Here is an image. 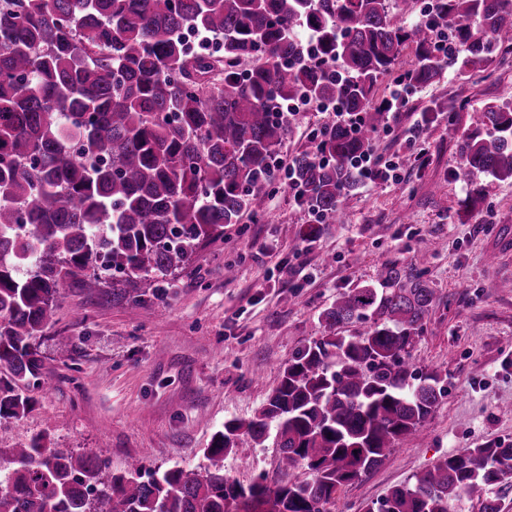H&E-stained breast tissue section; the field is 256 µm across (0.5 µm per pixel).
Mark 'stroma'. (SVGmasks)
<instances>
[{"instance_id": "35a3bbf8", "label": "stroma", "mask_w": 512, "mask_h": 512, "mask_svg": "<svg viewBox=\"0 0 512 512\" xmlns=\"http://www.w3.org/2000/svg\"><path fill=\"white\" fill-rule=\"evenodd\" d=\"M494 67L444 74L417 89L374 141L375 156L426 154L395 183H364L343 201L344 220L319 224L286 187L262 206L271 223L243 220L203 242L192 264L157 292L154 277L125 286L137 312L102 291L69 289L34 347L50 390L0 418V455L44 435L53 447L96 454L102 475L196 469L225 421L252 417L297 350L320 336L321 312L339 293L376 283L390 264L416 266L437 301L412 350L416 372L440 371L448 392L415 434L345 487L335 512H363L438 459L484 443H512V178L456 177L452 127L485 136L483 109L512 99V48ZM479 191L475 217L465 200ZM422 263H415L418 252ZM236 270L226 278L225 266ZM274 439L241 438L224 473L249 484L280 477Z\"/></svg>"}]
</instances>
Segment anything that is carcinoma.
Returning a JSON list of instances; mask_svg holds the SVG:
<instances>
[{"instance_id": "carcinoma-1", "label": "carcinoma", "mask_w": 512, "mask_h": 512, "mask_svg": "<svg viewBox=\"0 0 512 512\" xmlns=\"http://www.w3.org/2000/svg\"><path fill=\"white\" fill-rule=\"evenodd\" d=\"M412 2L0 0V256H13L0 262V417L30 410L34 341L69 288L110 279L116 296L124 279H163L200 241L261 215L291 105L362 115L356 128L325 124L290 161L299 204L332 224L388 120L389 104L373 98L379 81L395 74L413 89L461 77L512 43V0H434L411 24ZM450 21L463 55L431 46ZM484 122L479 140L454 129L457 176L512 178V100L486 105ZM436 300L399 265L378 287L340 293L320 314L322 336L251 419L224 423L201 470L144 474L133 460L105 482L96 455L36 437L0 471V512H332L338 490L416 433L447 392L439 371L409 370ZM353 323L364 329L336 333ZM272 434L283 478L243 486L224 475L240 437ZM301 463L309 476L288 477ZM491 486H512V444L442 457L364 512H457Z\"/></svg>"}]
</instances>
